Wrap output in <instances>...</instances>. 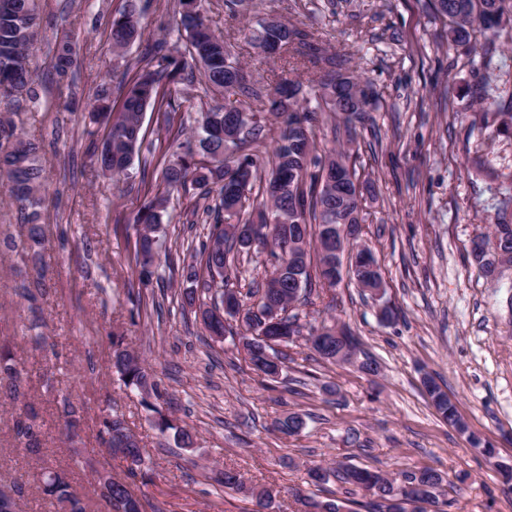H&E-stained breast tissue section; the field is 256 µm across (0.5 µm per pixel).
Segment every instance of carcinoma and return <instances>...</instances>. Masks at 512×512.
Instances as JSON below:
<instances>
[{
	"label": "carcinoma",
	"mask_w": 512,
	"mask_h": 512,
	"mask_svg": "<svg viewBox=\"0 0 512 512\" xmlns=\"http://www.w3.org/2000/svg\"><path fill=\"white\" fill-rule=\"evenodd\" d=\"M177 29L185 40V54L175 52L166 39H158L146 48L141 65L132 79L118 82L122 94L119 109L111 104L109 88H103L96 99L94 113L103 123L112 126V138H103L89 146L91 157L103 174L112 178L129 176L134 161L144 149L143 117L147 110L161 114L165 125L175 122L182 112L184 87L200 80L205 91L214 92L237 83L236 61L231 45L208 25L204 14L205 0H177ZM437 15L448 24V41L469 45L488 39L503 31L512 33V0H434ZM37 0H0V103L13 107L0 116V174L9 180L10 205L20 216L19 237L0 239V248L19 249L40 255L44 245V229L39 224V208L45 201L46 187L40 164V143L22 131L21 102L13 97L17 89L25 90L26 101L36 102L37 83L27 67V57L40 27ZM141 17L131 4L112 18L110 39L112 51L121 56L144 35ZM281 42L300 66L311 74L309 84L296 79H281L274 88L258 82L238 86V94L250 100L247 111L221 110L208 105L197 113L184 140L172 147L170 158L162 171L164 191L140 210L137 223L148 233L135 242L136 264L140 280L152 275L158 257V233L169 218V195L191 185L197 190L188 223L206 225L205 240L195 250L192 261L183 265L181 277L190 284L183 289L184 304L205 306L202 323L210 337L233 333L228 322L231 313L224 303L246 308L240 325L241 346L245 359L261 374H279L282 347L291 342L288 324L297 316H287V308L300 301L315 288L336 286L327 257L316 252L311 260L309 247L319 240L322 226L336 223V216H345L348 199L362 210L367 197L374 196V183L362 178L356 162L361 130L372 117L362 112L355 119L347 116L354 98L373 91L370 82L342 70L341 58L347 52H331L320 44L314 31L279 22L268 29L261 23L249 30L247 44L259 49L268 38ZM52 67L64 78L73 64L71 39L63 36L52 47ZM335 116L336 130L343 131L345 145L319 153L317 129L323 114ZM209 156L213 164L200 166L196 157ZM351 168L354 181L336 188L325 175L338 164ZM263 202L255 203V199ZM493 236L484 246L472 251L474 261L485 275L497 263L512 262V194L499 201ZM267 249L269 273L265 281L253 283L246 293L233 291L240 274V255L252 247ZM40 288L22 282L17 294L31 303V327L43 325V311L36 306ZM112 365L125 384L135 389L150 386L156 399L163 398L160 383L140 359L125 345L124 337L111 336ZM32 371L19 361L13 349L0 345V391L12 403L14 438L27 451L35 452L42 445V421L39 409L31 398ZM426 391L440 416L452 426L461 421L455 403L432 378L424 382ZM144 407L154 415V427L164 435L176 431L184 448L193 447L192 434L174 424V419L158 405L147 400ZM83 407L70 401L63 404L59 418L65 429L76 433L81 428ZM99 438L106 451L124 442L128 472L136 477L143 473L145 457L140 443L133 440L126 420L108 414L100 422ZM344 493L359 490L377 498L370 503L371 512H384V501L403 497L402 512H424L419 504L426 501L451 506L445 486L447 479L432 469L406 468L397 477L353 464H343L333 472ZM40 488L51 501L55 512H88L82 499L73 490L65 474L47 467L41 473ZM217 482L226 492L249 493L241 475L232 469L220 472ZM101 486L104 504H112L106 512H143V504L127 484L108 475ZM349 499H320L312 494L305 505L318 512H341Z\"/></svg>",
	"instance_id": "carcinoma-1"
}]
</instances>
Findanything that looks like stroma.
Masks as SVG:
<instances>
[{
	"label": "stroma",
	"instance_id": "35a3bbf8",
	"mask_svg": "<svg viewBox=\"0 0 512 512\" xmlns=\"http://www.w3.org/2000/svg\"><path fill=\"white\" fill-rule=\"evenodd\" d=\"M127 0H39L43 24L29 66L43 85L24 104L23 130L42 146L46 202L45 264L0 249V343L15 348L37 376L31 395L47 433L39 454L17 448L9 400L0 394V488L27 475L22 512H50L38 482L41 468L66 470L93 512V466L125 476L123 459L96 440L108 410L123 414L150 455L145 478L131 486L145 512H251L253 501L224 492L214 480L236 469L251 487L273 490L272 512H297L296 488L339 496L336 481L311 486L309 467L356 464L387 474L431 468L448 475L452 512H512L497 463L512 464V267L484 276L470 244L495 219V204L512 176V135L498 133L499 112L512 110V40L490 49L449 45L431 0H253L246 19L232 20L224 0H206L216 32L234 35L254 79L275 85L304 78L288 55L263 59L237 32L274 16L310 27L329 49L348 47L346 69L368 78L380 107L374 129L360 140L362 170L376 182L363 214L362 241L385 280L375 301L350 279L310 295L301 322L335 319L359 341L360 358L376 360L379 375L358 365L321 359L305 339L289 344L278 377L255 371L232 339L211 340L193 308L182 307L178 281L190 244L204 234L188 226L189 192L170 194L172 220L162 231L166 250L149 283L134 257L136 217L154 195L175 133L158 113L143 128L153 151L119 183L99 175L87 155L89 112L113 73H135L144 52L132 45L115 59L113 16ZM70 34L73 80L59 82L48 48ZM38 282L45 326L29 328L21 281ZM398 312L379 316L381 303ZM144 360L166 390L161 406L194 436L190 448L160 435L139 392L126 388L111 364L112 334ZM53 343L54 354L35 335ZM440 383L468 426L442 419L422 384ZM83 405L79 437L65 439L58 412L64 397ZM299 416L302 428L283 433L280 421ZM494 448V456L484 446Z\"/></svg>",
	"mask_w": 512,
	"mask_h": 512
}]
</instances>
